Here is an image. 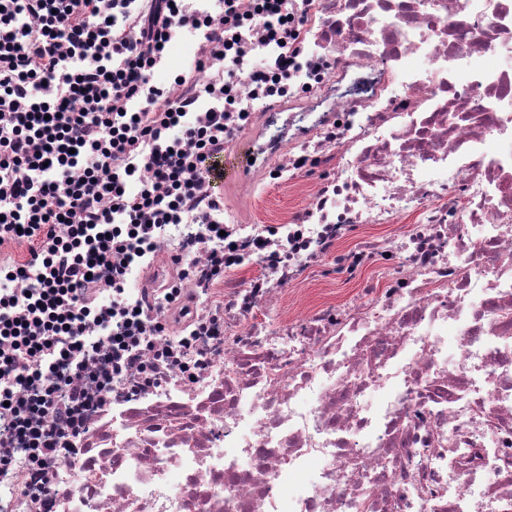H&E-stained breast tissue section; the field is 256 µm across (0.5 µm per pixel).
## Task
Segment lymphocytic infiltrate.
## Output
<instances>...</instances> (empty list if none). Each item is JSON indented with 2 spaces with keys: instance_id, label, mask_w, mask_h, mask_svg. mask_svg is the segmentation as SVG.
Wrapping results in <instances>:
<instances>
[{
  "instance_id": "f902f5d3",
  "label": "lymphocytic infiltrate",
  "mask_w": 512,
  "mask_h": 512,
  "mask_svg": "<svg viewBox=\"0 0 512 512\" xmlns=\"http://www.w3.org/2000/svg\"><path fill=\"white\" fill-rule=\"evenodd\" d=\"M131 3L0 0V246L30 248L26 263H0V375L13 379L0 386V415L11 419L0 440L27 452L28 492L47 501L57 495L55 465L78 456L87 430L88 397L71 372H87L107 404L112 380L128 369L138 368L140 386L157 387L178 363L176 348L150 349L166 326L127 292L128 274L158 248V225H201L205 244L224 229L202 163L238 132L224 109L236 72L206 87L223 103L210 112L148 83L174 31L209 29L214 56L224 53V33L181 0H151L138 15ZM254 20L280 49L254 81L287 83L296 57L286 0H259ZM137 100L141 108L128 112ZM192 199L205 209H187ZM99 336L109 337L108 351ZM96 356L101 367L87 371ZM19 388L28 398H16Z\"/></svg>"
}]
</instances>
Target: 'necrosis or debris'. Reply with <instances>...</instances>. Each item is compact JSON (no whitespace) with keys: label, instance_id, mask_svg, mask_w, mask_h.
<instances>
[{"label":"necrosis or debris","instance_id":"necrosis-or-debris-1","mask_svg":"<svg viewBox=\"0 0 512 512\" xmlns=\"http://www.w3.org/2000/svg\"><path fill=\"white\" fill-rule=\"evenodd\" d=\"M304 4L280 93L251 79L274 46L225 29L243 137L224 152L251 156L243 182L288 171L312 195L288 223L226 224L223 275L207 247L141 275L186 318L182 372L113 381L54 469L62 499L34 501L11 449L0 512H512V0ZM404 214L406 232L357 241ZM330 256L328 278H382L269 325Z\"/></svg>","mask_w":512,"mask_h":512}]
</instances>
